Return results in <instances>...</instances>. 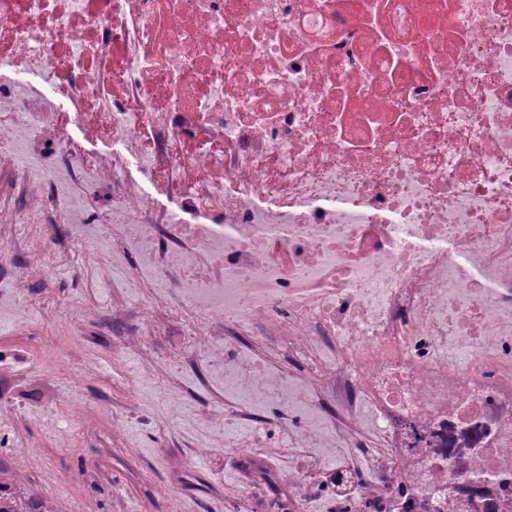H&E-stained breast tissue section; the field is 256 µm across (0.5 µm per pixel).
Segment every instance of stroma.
Wrapping results in <instances>:
<instances>
[{"instance_id":"1","label":"stroma","mask_w":512,"mask_h":512,"mask_svg":"<svg viewBox=\"0 0 512 512\" xmlns=\"http://www.w3.org/2000/svg\"><path fill=\"white\" fill-rule=\"evenodd\" d=\"M0 84L45 104L25 140L4 131L23 113L0 108V210L36 213L0 223L12 265L29 272L0 273V446L12 452L0 467L55 512H233L246 496L265 512V475L286 468L284 450L263 449L257 470L225 446L222 386L206 358L181 360L192 322L173 326L167 295L134 282L135 255L78 165L117 163L127 206L146 197L184 224L210 214L182 207L121 134L89 135L56 73L16 63ZM45 133L69 147L48 171L35 144ZM87 236L101 244L90 258Z\"/></svg>"}]
</instances>
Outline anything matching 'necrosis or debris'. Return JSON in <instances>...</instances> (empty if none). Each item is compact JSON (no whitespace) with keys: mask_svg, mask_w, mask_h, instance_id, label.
I'll list each match as a JSON object with an SVG mask.
<instances>
[{"mask_svg":"<svg viewBox=\"0 0 512 512\" xmlns=\"http://www.w3.org/2000/svg\"><path fill=\"white\" fill-rule=\"evenodd\" d=\"M111 55L112 128L150 129L145 167L210 203L204 225L130 212L94 167L224 368L232 447L287 432L288 495L325 512H512V0H0V67L82 101ZM449 426L480 447L446 457Z\"/></svg>","mask_w":512,"mask_h":512,"instance_id":"1","label":"necrosis or debris"}]
</instances>
